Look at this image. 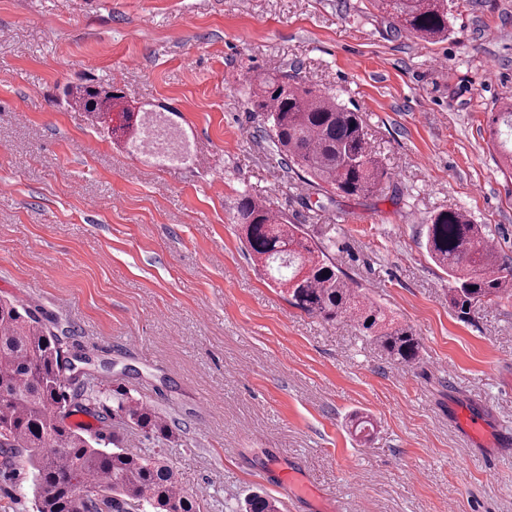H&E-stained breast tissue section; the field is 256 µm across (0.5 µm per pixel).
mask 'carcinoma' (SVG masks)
Segmentation results:
<instances>
[{
    "instance_id": "carcinoma-1",
    "label": "carcinoma",
    "mask_w": 512,
    "mask_h": 512,
    "mask_svg": "<svg viewBox=\"0 0 512 512\" xmlns=\"http://www.w3.org/2000/svg\"><path fill=\"white\" fill-rule=\"evenodd\" d=\"M375 2L423 41L448 36V0ZM250 88L251 111L267 124L273 151L319 189L355 199L373 193L387 176L357 108L286 74L257 76ZM66 95L96 123L112 119V134L126 138L129 147L160 153L145 142L148 121L126 111L122 95H112L106 112L87 107L85 85ZM496 122L502 156L512 167V105L500 109ZM233 222L269 285L294 307L327 322L347 317L393 361L408 365L416 360L419 339L413 330L386 322L379 307L360 301L327 249L311 242L299 226L282 222L270 203L241 194ZM487 241L482 226L460 210L435 214L426 228L427 253L448 273L451 301L463 314L512 285V268L487 250ZM69 338L70 330L56 332L20 302L0 299V468L25 460L35 512H140L146 506L151 512H203L202 495L183 487L168 462L108 447L105 428L115 421L161 439L169 436L168 425L123 390L112 394V410L100 414L96 376L62 379L70 364L64 355ZM75 414L99 426L76 427L70 423ZM244 512H278V507L270 496L254 493L245 500Z\"/></svg>"
}]
</instances>
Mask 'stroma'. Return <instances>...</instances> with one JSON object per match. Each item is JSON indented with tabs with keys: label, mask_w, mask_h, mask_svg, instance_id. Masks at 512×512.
<instances>
[{
	"label": "stroma",
	"mask_w": 512,
	"mask_h": 512,
	"mask_svg": "<svg viewBox=\"0 0 512 512\" xmlns=\"http://www.w3.org/2000/svg\"><path fill=\"white\" fill-rule=\"evenodd\" d=\"M276 72L360 109L378 191L326 195L271 153L246 87ZM88 79L166 113L188 160L129 153L72 108L64 87ZM510 102L512 0H453L435 43L373 0H0V298L74 330L105 391L165 420L171 439L120 425L118 445L164 453L205 512L257 488L281 512H512V446L448 416L484 404L489 430L512 431V288L459 314L425 248L431 215L461 210L512 266V174L490 141ZM245 191L412 327L414 363L268 287L232 223ZM355 410L369 443L347 430ZM0 505L34 512L23 464L0 470Z\"/></svg>",
	"instance_id": "1"
}]
</instances>
